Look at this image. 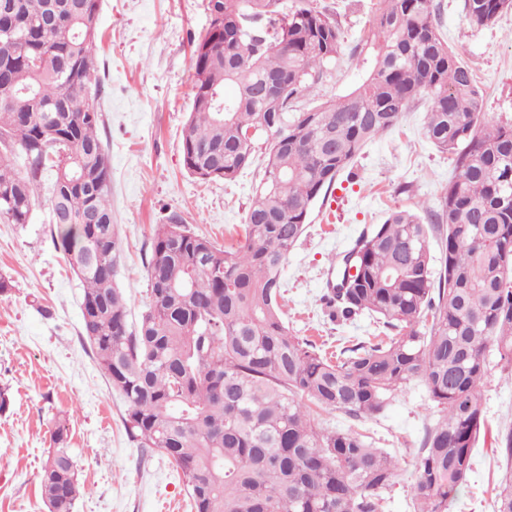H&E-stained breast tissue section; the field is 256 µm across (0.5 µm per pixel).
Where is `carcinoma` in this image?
<instances>
[{
    "mask_svg": "<svg viewBox=\"0 0 512 512\" xmlns=\"http://www.w3.org/2000/svg\"><path fill=\"white\" fill-rule=\"evenodd\" d=\"M378 4L364 80L298 112L341 50L336 11L312 0H207L213 24L191 52L184 168L231 181L264 142L263 175L234 243L175 218L157 225L151 300L133 326L116 286L121 244L98 136L100 0H0V220L30 223L51 177L47 224L83 286L82 336L127 400L128 441L173 460L194 512H387L394 456L355 429L318 426L315 414L375 418L414 379L439 416L423 429L409 508L448 512L485 428L488 353L512 366V122L486 111L433 0ZM461 9L485 28L512 0ZM419 99L426 136L453 156L456 175L438 208L391 210L336 260L339 271L353 258L358 275L327 282L333 313L367 314L395 334L327 356L285 321L288 253L319 197ZM69 432L68 418L53 420L39 482L48 512H74L81 494ZM495 451L512 463V427L498 431ZM494 512H512V476Z\"/></svg>",
    "mask_w": 512,
    "mask_h": 512,
    "instance_id": "cac0c4a2",
    "label": "carcinoma"
}]
</instances>
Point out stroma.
I'll use <instances>...</instances> for the list:
<instances>
[{"label":"stroma","mask_w":512,"mask_h":512,"mask_svg":"<svg viewBox=\"0 0 512 512\" xmlns=\"http://www.w3.org/2000/svg\"><path fill=\"white\" fill-rule=\"evenodd\" d=\"M337 9L345 43L335 68L301 98L346 95L365 76L371 52H352L368 30L377 0H328ZM442 32L473 69L489 112L512 121V12L493 26L467 23L461 0H440ZM207 0H102L96 53L103 124L99 135L112 169V222L121 241L118 288L129 300L130 322L150 303L147 260L156 225L181 217L198 234L224 243L241 236L258 183L255 169L234 180L198 181L183 168L181 131L192 107L191 43L209 25ZM426 107L404 114L397 126L371 142L345 170L287 259L282 309L294 335L326 353L387 336L366 315L330 320L321 297L336 274L337 254L363 229L382 223L388 210L437 205L455 174L454 161L425 136ZM31 222L0 221V275L10 279L0 295V387L11 405L0 412V512H47L38 475L51 446V420L71 418L69 446L83 491L75 512H192L174 463L146 458L128 441L127 403L111 389L81 335L83 288L47 235L45 202ZM491 430L512 426V368L490 365L482 388ZM431 402L421 380L399 391L383 414L352 421L321 412L329 429L354 428L399 464L389 512H409L413 463ZM505 463L492 440L478 442L469 482L448 512H494Z\"/></svg>","instance_id":"1"}]
</instances>
